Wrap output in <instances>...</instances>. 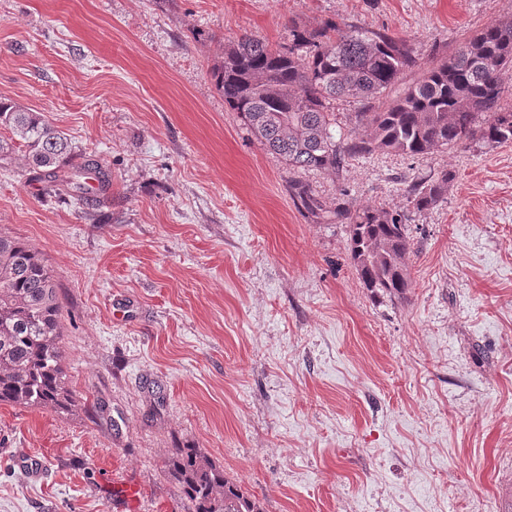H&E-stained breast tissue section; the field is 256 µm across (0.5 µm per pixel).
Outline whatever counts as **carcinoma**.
<instances>
[{"label":"carcinoma","mask_w":512,"mask_h":512,"mask_svg":"<svg viewBox=\"0 0 512 512\" xmlns=\"http://www.w3.org/2000/svg\"><path fill=\"white\" fill-rule=\"evenodd\" d=\"M419 66L407 40L385 29L369 30L328 20L309 29L292 23L288 43L243 36L224 48L212 68L224 102L251 133L301 174L342 171L347 161L377 151L424 156L441 148L512 141V104L505 102L500 72L512 67V18L499 20L443 53L433 46L430 62L395 99L385 93ZM359 105L354 127L336 137L335 103ZM0 126L18 140H0V160L19 149L48 191L90 205L109 176L97 160L75 150L39 112L0 104ZM290 193L298 208L327 217L316 190L297 179ZM448 194V172L418 181L407 201L418 211ZM336 221L347 224L348 250L364 286L400 296L409 288L406 225L397 212L336 204ZM62 306L53 270L26 242L0 235V402L66 409L61 332ZM172 468L195 512H263L259 502L224 477L196 448H177Z\"/></svg>","instance_id":"carcinoma-1"}]
</instances>
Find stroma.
<instances>
[{
	"mask_svg": "<svg viewBox=\"0 0 512 512\" xmlns=\"http://www.w3.org/2000/svg\"><path fill=\"white\" fill-rule=\"evenodd\" d=\"M508 17L512 0H0V102L111 178L87 216L22 152L0 161V233L54 271L73 395L0 403V512H119L102 468L140 487L135 512H195L177 448L264 512H512V143L299 176L328 208L404 214L410 287L377 296L211 76L228 44L295 21L385 27L425 59ZM443 170L446 200L409 206Z\"/></svg>",
	"mask_w": 512,
	"mask_h": 512,
	"instance_id": "stroma-1",
	"label": "stroma"
}]
</instances>
